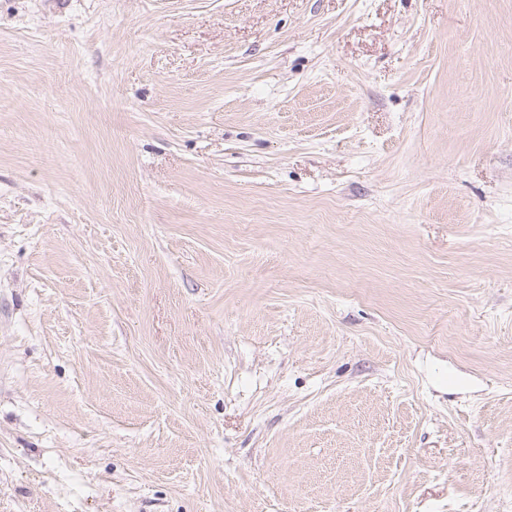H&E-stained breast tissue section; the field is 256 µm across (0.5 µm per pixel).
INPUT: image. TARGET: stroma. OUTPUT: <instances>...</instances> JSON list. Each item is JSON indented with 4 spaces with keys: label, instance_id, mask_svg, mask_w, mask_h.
<instances>
[{
    "label": "stroma",
    "instance_id": "obj_1",
    "mask_svg": "<svg viewBox=\"0 0 512 512\" xmlns=\"http://www.w3.org/2000/svg\"><path fill=\"white\" fill-rule=\"evenodd\" d=\"M0 512H512V0H0Z\"/></svg>",
    "mask_w": 512,
    "mask_h": 512
}]
</instances>
